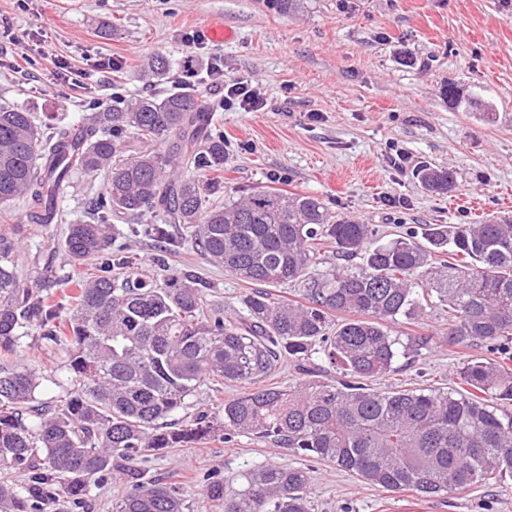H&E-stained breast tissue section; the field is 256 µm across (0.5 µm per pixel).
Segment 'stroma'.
<instances>
[{
	"mask_svg": "<svg viewBox=\"0 0 512 512\" xmlns=\"http://www.w3.org/2000/svg\"><path fill=\"white\" fill-rule=\"evenodd\" d=\"M217 18L233 31L224 43L203 38ZM162 54L171 76L188 73L201 100L221 101L211 70L246 77L267 99L262 112L218 111L224 128V194L258 186L322 198L336 213L372 225L380 241L421 224H471L512 214V0H304L283 14L266 0H0V101L74 120L87 113L81 91L63 95L57 62L91 70L112 59L126 91L143 88V60ZM460 98L448 100V87ZM404 157L391 161L392 151ZM447 169L452 191L436 195L414 176L420 163ZM26 227L21 274L33 276L29 251L45 246L60 225L26 221L22 203L0 216ZM170 269L190 267L217 285L216 298L240 309L252 287L182 246ZM395 334L433 336L435 344L410 365L378 379L379 387L453 388L456 366L486 348L442 344L448 315L426 309L393 323ZM22 359L43 375V398L67 383L62 352L45 350L30 334ZM218 379L200 387L177 414L191 420L244 393ZM265 463L301 465L300 457L255 438L215 434L194 448L149 455L148 478L178 483L189 512H217L204 494L219 474L238 487L246 470ZM314 512H512V481L474 487L444 499L390 492L356 476L310 464Z\"/></svg>",
	"mask_w": 512,
	"mask_h": 512,
	"instance_id": "1",
	"label": "stroma"
}]
</instances>
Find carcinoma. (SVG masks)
Here are the masks:
<instances>
[{"label":"carcinoma","mask_w":512,"mask_h":512,"mask_svg":"<svg viewBox=\"0 0 512 512\" xmlns=\"http://www.w3.org/2000/svg\"><path fill=\"white\" fill-rule=\"evenodd\" d=\"M156 55L141 76L167 79ZM224 128L194 87L131 96L43 130L23 107L0 104V204L25 202L30 224H64L58 242L32 256L50 271L59 258L97 261L68 304L50 280L19 277L24 225H0V512L77 507L98 480L123 475L115 512H185L179 487L146 478V452L201 443L215 430L248 434L361 481L420 498H443L512 478V219L424 224L386 243L368 224L336 215L323 200L260 186L224 198ZM104 175L84 199L85 219L64 207L76 176ZM416 177L446 194L453 177L425 162ZM159 249L158 266L189 229L192 249L257 288L228 313L192 269L162 288L133 270L116 224ZM336 262L319 269V241ZM359 258L361 262L353 263ZM293 284L299 302L265 287ZM448 309V344L482 345L494 359L458 366L464 388L380 390L400 359L431 336L392 334L389 324L428 307ZM343 316L336 325L332 317ZM66 355L69 387L40 398L42 374L14 361L28 330ZM283 357L304 377L296 387H257L180 428L168 419L208 379L254 384ZM308 472L279 463L244 472L238 489L214 480L206 496L220 512H311Z\"/></svg>","instance_id":"obj_1"}]
</instances>
